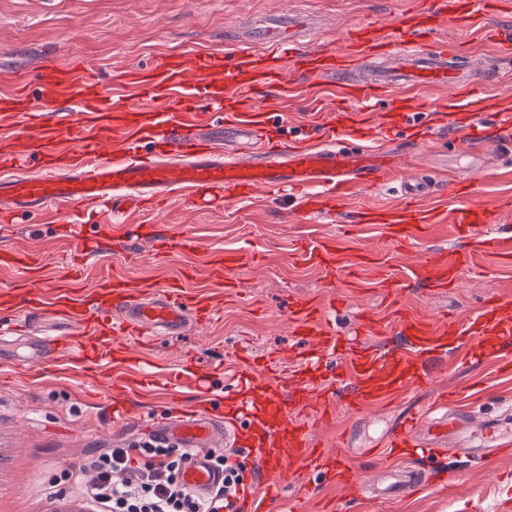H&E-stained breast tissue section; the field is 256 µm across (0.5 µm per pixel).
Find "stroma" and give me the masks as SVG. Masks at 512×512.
<instances>
[{"label": "stroma", "instance_id": "1", "mask_svg": "<svg viewBox=\"0 0 512 512\" xmlns=\"http://www.w3.org/2000/svg\"><path fill=\"white\" fill-rule=\"evenodd\" d=\"M426 0H0V71H34L47 57L69 62L82 55L103 69L120 73L142 66L154 56L201 47L220 48L225 37L245 36L266 21L304 24V48L335 46L351 24L382 20L394 23L404 12ZM398 156V178L406 181L425 175L457 173L468 164L478 201L498 207L512 197V146L494 142L471 145L462 134L437 133L431 143L414 147L392 143ZM401 201L392 186L356 187L344 208L333 213L310 214L297 201L259 194L224 208L192 212L169 204L162 212H142L138 224L157 225L171 239L194 236L203 249H224L261 255L258 265L238 269L242 293L228 297L216 318L206 326L190 327L178 336H165L145 349L156 371L180 364L192 356L196 367L209 374L215 395L211 406L224 412L235 398L236 371L249 356L275 354V374L287 376L298 367L299 338L290 303L327 301L344 297L345 307L336 318L339 331L358 341L380 346L395 338L394 309L406 310L438 321L454 318L467 323L494 296L512 298V266L493 256L478 255L462 286L429 289L417 283L414 273L421 250L448 246L454 237L449 225L440 224L422 245L391 242L373 224L356 225L355 215L368 206L392 207ZM352 250L379 253L389 272L400 281L396 298L377 288L374 268L358 270L360 287H349L346 276L329 278L302 259L305 246L345 232ZM22 245L42 260L40 285L52 284L58 267L78 265V277L92 285L98 277L118 272L132 282L181 277L185 268L197 270L186 287L211 292L214 284L205 273L199 254L171 248L156 256L149 243L111 242L107 250L78 260V242L67 225L7 224L0 227V251ZM379 323L376 331L362 330L363 314ZM427 382L414 387L400 402L357 416L339 411L334 427L313 428V438L323 441L331 433H345L349 451L356 455L360 476L374 481L383 461L369 449L389 434L401 417L431 403L448 391L466 398L475 416L495 421L512 418V375L498 373L492 359L475 355L462 366L452 365L443 353H433L425 363ZM109 386L86 387L80 377L49 370L32 377L17 370L0 371V512H82L79 487L61 488L63 472L76 471L112 448H127L144 441L143 422L153 418L159 403L173 401L193 407L197 392L172 385L158 395L133 397L125 422L112 418ZM448 471L462 482L445 491L426 487L411 498H373L352 501L336 495L334 512H512V459L486 465L478 451L448 449L443 459ZM65 490L58 499L57 490ZM323 474L298 472L275 502L274 512H298L304 496L324 497Z\"/></svg>", "mask_w": 512, "mask_h": 512}]
</instances>
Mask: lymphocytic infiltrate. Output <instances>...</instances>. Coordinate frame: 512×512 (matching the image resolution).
<instances>
[{"label":"lymphocytic infiltrate","mask_w":512,"mask_h":512,"mask_svg":"<svg viewBox=\"0 0 512 512\" xmlns=\"http://www.w3.org/2000/svg\"><path fill=\"white\" fill-rule=\"evenodd\" d=\"M191 459L185 448L146 442L137 450L115 448L90 462L93 479L84 495L92 512H227L240 475L227 456L213 458L224 481L204 498L191 494L182 473Z\"/></svg>","instance_id":"lymphocytic-infiltrate-1"}]
</instances>
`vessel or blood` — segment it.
<instances>
[{"label":"vessel or blood","mask_w":512,"mask_h":512,"mask_svg":"<svg viewBox=\"0 0 512 512\" xmlns=\"http://www.w3.org/2000/svg\"><path fill=\"white\" fill-rule=\"evenodd\" d=\"M488 14L486 0H432L387 28L356 23L339 45L316 51L301 49L298 36L266 30L258 40L222 50L162 55L151 67L126 70L107 84L100 68L79 57L66 65L43 62L31 85L13 74L0 85V222L45 220L63 211L78 227L88 209L111 219L158 211L172 200L193 210L217 209L259 192L298 199L312 214L336 210L355 185L396 173L393 155L380 149L383 141L404 132L413 140L426 135L415 123L420 88L446 90L435 120L468 140L485 142L512 131V99L475 91L493 70L466 69L456 48L440 38L445 28L456 27L483 35L499 55H511L512 33L490 28ZM305 84L315 88L317 106L306 129L294 132L285 107ZM342 100L353 101L355 110L339 108ZM491 111L500 117L498 126L487 121ZM350 141L357 149H347ZM400 192L398 205L364 209L357 221L379 225L388 238L403 242L426 240L435 225L450 224L455 244L426 253L415 272L424 285L459 287L479 252L512 263V235L491 231L497 214L474 200L469 182L452 179L442 186L421 179L402 183ZM249 259L246 253L210 251L205 265L220 288L191 294L178 280L133 286L112 273L94 288L74 289L66 272L46 291L33 285L35 259L13 255L5 264L17 278L7 301L15 315L0 322V335H16L22 324L46 314L63 319L66 329L49 339L32 368L73 373L93 388L109 384L112 409L123 416L128 395L146 385L142 358L125 337L149 344L211 322L223 297L239 294L231 273ZM303 259L351 274L366 261L340 237L323 239ZM342 303L335 296L294 303L298 334L308 348L292 378H269L249 366L238 377L231 416L219 421L198 412L153 423L157 443L192 449L182 475L191 492L205 494L219 482L210 448L220 435L229 450L250 441L267 467L266 478L244 492L250 512H269L302 469L323 471L336 489L369 498L371 489L359 481L351 457L308 436L307 424L327 425L335 416L325 374L354 381L346 408L359 414L422 384L425 359L434 351L464 363L474 349L496 359L512 345V312L499 299L485 303L464 330L396 310L399 339L384 352L336 332L329 316ZM298 408L300 420L292 416ZM461 433L478 447L512 454L496 423L476 420L449 393L404 416L379 452L391 458L402 484L422 482L424 472L401 470V451L435 456Z\"/></svg>","instance_id":"vessel-or-blood-1"}]
</instances>
